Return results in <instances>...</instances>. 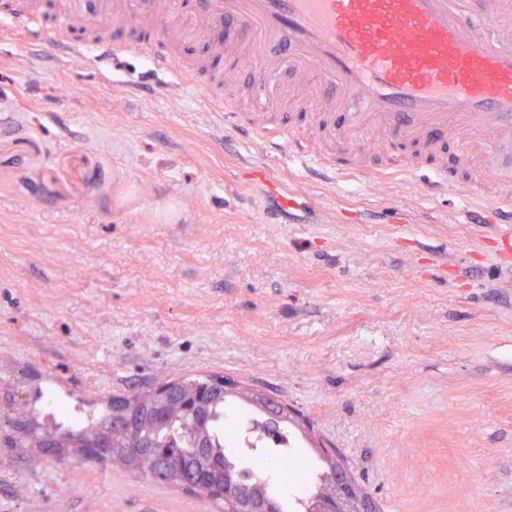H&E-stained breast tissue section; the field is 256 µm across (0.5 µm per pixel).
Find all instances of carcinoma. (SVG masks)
<instances>
[{"label": "carcinoma", "instance_id": "cac0c4a2", "mask_svg": "<svg viewBox=\"0 0 512 512\" xmlns=\"http://www.w3.org/2000/svg\"><path fill=\"white\" fill-rule=\"evenodd\" d=\"M207 424L209 457L223 464L224 483L253 497L274 501L277 512H309L315 498L328 495L334 488L336 468L325 460L311 470L316 490L299 495L289 492L291 466L299 462L297 452L291 448L289 424L284 423L272 433L268 415L252 403V396L243 392L224 396L209 406ZM55 428L62 431L58 447L79 445L103 431H110L115 458L141 478L168 481L157 463L142 455V437H150L159 448L166 449L187 476H194L200 467L195 445L198 428L193 420L174 414L158 425L137 419L136 415H123L108 411L98 419L83 422L70 421V426L59 422Z\"/></svg>", "mask_w": 512, "mask_h": 512}]
</instances>
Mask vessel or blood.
Returning <instances> with one entry per match:
<instances>
[{
    "label": "vessel or blood",
    "mask_w": 512,
    "mask_h": 512,
    "mask_svg": "<svg viewBox=\"0 0 512 512\" xmlns=\"http://www.w3.org/2000/svg\"><path fill=\"white\" fill-rule=\"evenodd\" d=\"M0 31L84 63L150 59L151 74L183 92L250 69L247 110L225 105V132L331 183L345 174L337 152L362 140L432 153L454 139L458 167L478 169L472 194L512 222V164L498 153L512 147V0H65L51 26L37 0H11ZM161 42L196 51L194 67L157 55ZM290 99L318 140L278 123L274 108ZM434 172L422 192L450 194L447 168Z\"/></svg>",
    "instance_id": "1"
}]
</instances>
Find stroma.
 <instances>
[{
  "label": "stroma",
  "mask_w": 512,
  "mask_h": 512,
  "mask_svg": "<svg viewBox=\"0 0 512 512\" xmlns=\"http://www.w3.org/2000/svg\"><path fill=\"white\" fill-rule=\"evenodd\" d=\"M480 209L325 184L198 93L1 35L0 512H215L30 434L208 374L299 412L297 449L337 448L375 512H512V223ZM251 176L253 180L264 183L272 190V192L278 194L283 211L287 212L288 209L291 208L289 203L293 201V198H290L288 194L284 192L281 182L274 179V177H271L270 172H268L264 167H255L251 173Z\"/></svg>",
  "instance_id": "stroma-1"
}]
</instances>
